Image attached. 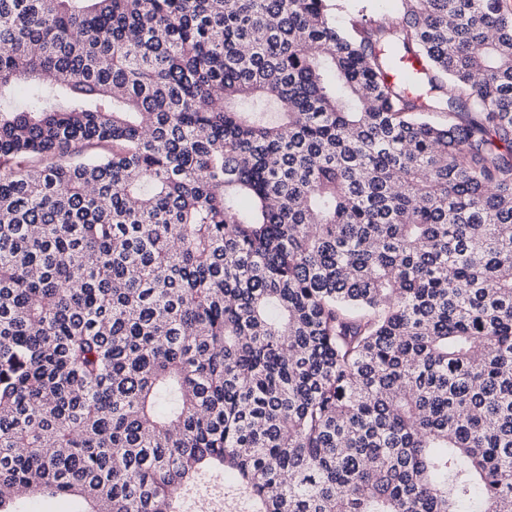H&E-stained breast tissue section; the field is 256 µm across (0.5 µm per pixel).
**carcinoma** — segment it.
Segmentation results:
<instances>
[{
  "label": "carcinoma",
  "instance_id": "obj_1",
  "mask_svg": "<svg viewBox=\"0 0 512 512\" xmlns=\"http://www.w3.org/2000/svg\"><path fill=\"white\" fill-rule=\"evenodd\" d=\"M0 0V512L512 501V7ZM23 505L24 512H71L72 503L69 499L64 497L57 498H41L38 500H31L26 497Z\"/></svg>",
  "mask_w": 512,
  "mask_h": 512
}]
</instances>
